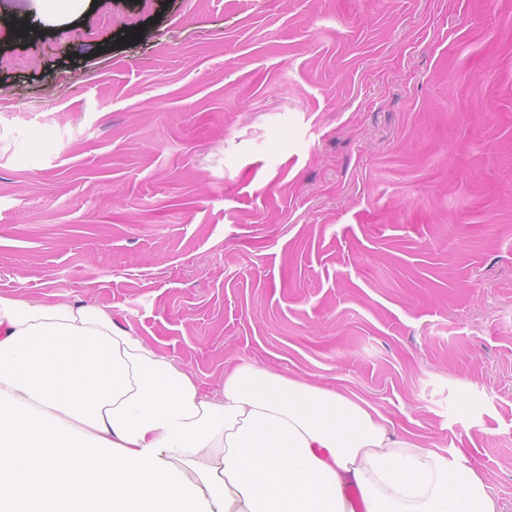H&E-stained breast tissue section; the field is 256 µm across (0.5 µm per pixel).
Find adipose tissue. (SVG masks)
<instances>
[{"label":"adipose tissue","instance_id":"obj_1","mask_svg":"<svg viewBox=\"0 0 512 512\" xmlns=\"http://www.w3.org/2000/svg\"><path fill=\"white\" fill-rule=\"evenodd\" d=\"M497 512L356 394L242 363L205 394L108 306L0 295V512Z\"/></svg>","mask_w":512,"mask_h":512}]
</instances>
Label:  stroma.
Listing matches in <instances>:
<instances>
[{"label":"stroma","instance_id":"stroma-1","mask_svg":"<svg viewBox=\"0 0 512 512\" xmlns=\"http://www.w3.org/2000/svg\"><path fill=\"white\" fill-rule=\"evenodd\" d=\"M0 295L357 394L512 512V0H0ZM41 10L44 15L64 19L78 13L87 0H41Z\"/></svg>","mask_w":512,"mask_h":512}]
</instances>
